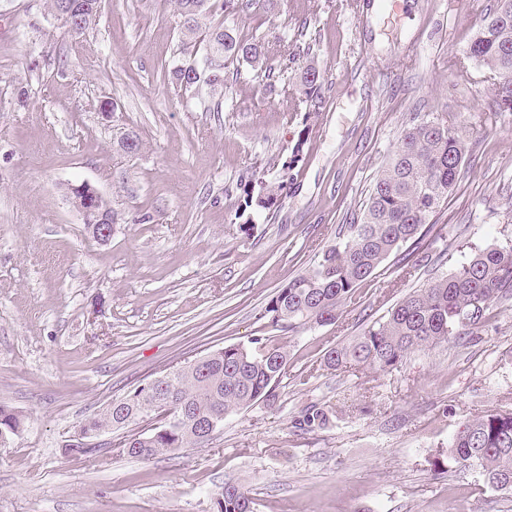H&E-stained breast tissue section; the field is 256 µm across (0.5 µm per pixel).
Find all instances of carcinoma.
<instances>
[{"mask_svg":"<svg viewBox=\"0 0 512 512\" xmlns=\"http://www.w3.org/2000/svg\"><path fill=\"white\" fill-rule=\"evenodd\" d=\"M174 4L185 34H204L208 82L213 87H224V70L235 64L246 63L257 71L275 65L285 75L301 57L296 43L275 49L241 35L233 26L204 30L210 0H174ZM100 8L101 0H78L73 16L80 32L95 21ZM464 54L489 72L497 110L512 112V0H497L496 10L483 19ZM299 78L305 101L322 105L325 78L314 59H306ZM171 79L186 90L200 81L201 73L194 63L185 62L171 71ZM464 151L454 127L438 119H413L375 179L360 218L346 225L345 236L322 249L309 270L288 281L270 300L266 312L271 325L292 331L308 323L332 322L341 303L393 252L421 238L423 226L441 209L456 183ZM286 186L283 181L244 185L235 213L240 229L254 230V213L276 209ZM469 249V257L451 274L409 293L348 344L330 348L321 366L337 370L364 365L387 371L415 348L445 343L484 323L494 303L512 297V239ZM287 365V350L258 340L254 347L230 345L210 352L205 375L190 366L173 369L159 395L171 401L176 415L158 432H130L123 448H138L137 457L148 460L164 454L166 448L204 444L180 413L228 414L268 401L275 397ZM333 417L329 409L312 405L296 427L326 428ZM141 419V407L127 395L81 423L108 434ZM23 428V416L0 404V432L9 439ZM446 462L458 471L477 469L484 484L512 491V411L491 410L464 424L448 448L439 450L433 466ZM222 498L221 512H252L248 496L237 486H224Z\"/></svg>","mask_w":512,"mask_h":512,"instance_id":"cac0c4a2","label":"carcinoma"}]
</instances>
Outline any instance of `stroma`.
<instances>
[{"mask_svg":"<svg viewBox=\"0 0 512 512\" xmlns=\"http://www.w3.org/2000/svg\"><path fill=\"white\" fill-rule=\"evenodd\" d=\"M243 0L245 36L298 41L325 73L310 112L297 73L240 66L224 90H181L202 60L170 0H102L80 36L50 0H0V404L24 417L0 443V512H217L225 484L253 512H512L478 471L435 469L459 426L512 410V299L484 326L396 368H320L412 289L449 275L468 245L512 233V112L461 58L496 0ZM114 104L105 112L104 104ZM310 114L302 126L301 114ZM455 126L459 176L420 244L391 254L335 322L281 331L266 307L359 215L413 117ZM136 132L125 154L119 132ZM306 135L302 161L282 157ZM286 181L244 235L239 186ZM89 183L117 212L94 241L68 197ZM288 348L275 397L225 415L208 443L145 461L64 448L82 419L172 367L253 339ZM337 419L296 428L302 410ZM194 64V62H185L177 65L171 71L172 83L184 90L197 84L201 79V73Z\"/></svg>","mask_w":512,"mask_h":512,"instance_id":"35a3bbf8","label":"stroma"}]
</instances>
